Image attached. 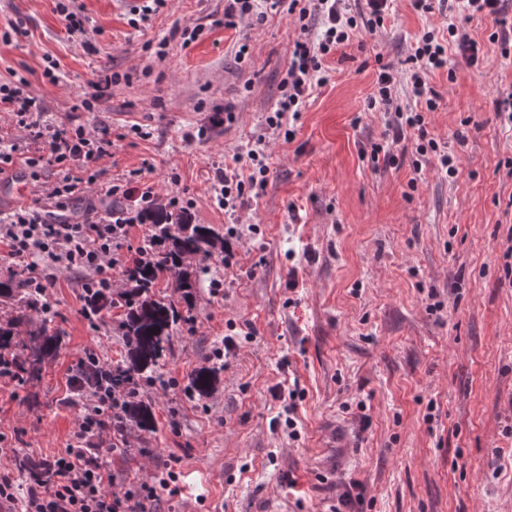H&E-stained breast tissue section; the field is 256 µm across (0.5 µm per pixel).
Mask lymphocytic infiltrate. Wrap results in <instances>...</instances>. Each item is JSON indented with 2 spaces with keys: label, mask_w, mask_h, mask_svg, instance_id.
Here are the masks:
<instances>
[{
  "label": "lymphocytic infiltrate",
  "mask_w": 512,
  "mask_h": 512,
  "mask_svg": "<svg viewBox=\"0 0 512 512\" xmlns=\"http://www.w3.org/2000/svg\"><path fill=\"white\" fill-rule=\"evenodd\" d=\"M390 11L389 0H224V25L236 27L248 18L263 22L268 13H285L306 19L320 15L321 30L315 40L295 42L291 61L280 89L281 98L266 118L267 135H278L287 113L298 112L303 99L321 85L323 62L335 49L350 42L358 29L375 31L383 27ZM457 46L467 62H475L476 41L449 25L447 38L436 30L424 32L409 56V80L419 109H406L397 102L398 81L389 66H381L368 109L383 110L385 136L400 143L409 132H416L417 155H434L445 175L455 176L457 163L447 145L429 138L425 113L436 111L439 97L429 86L430 72L442 69L448 61V49ZM29 81L21 77L0 82V112L11 115L18 131L10 140H0V174L16 159L32 167L31 205L0 213V256L20 265L26 273L28 288L46 296L60 273L77 276L82 293L103 291L111 295L116 282L114 270H128L157 248L152 238L142 245L130 243L131 232L154 206L151 186L130 188L117 182L107 186L105 194L113 203L99 210L94 201L85 200L89 186L100 183L106 170L101 162L110 156L112 139L108 131H91L81 123L60 124L47 119L40 100L29 90ZM266 137H258L247 150L244 165L216 168L212 198L226 213H234L245 198L259 195L269 172ZM55 171L54 181L42 180L39 170ZM85 200L83 219L65 218L68 206ZM136 386L115 388L101 394L83 395V412L74 432V442L54 456L49 465L56 473L52 485L30 486L24 512H156V488L139 483L124 491H114L115 477L107 451L129 447L128 430L114 431L93 422L139 396Z\"/></svg>",
  "instance_id": "f902f5d3"
}]
</instances>
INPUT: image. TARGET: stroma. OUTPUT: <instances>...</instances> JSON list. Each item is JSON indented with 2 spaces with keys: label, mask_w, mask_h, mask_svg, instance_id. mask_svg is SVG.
Returning <instances> with one entry per match:
<instances>
[{
  "label": "stroma",
  "mask_w": 512,
  "mask_h": 512,
  "mask_svg": "<svg viewBox=\"0 0 512 512\" xmlns=\"http://www.w3.org/2000/svg\"><path fill=\"white\" fill-rule=\"evenodd\" d=\"M74 5L81 36L68 34L54 0H0V33L24 29L0 41V81L26 77L63 122L91 81L123 74L98 111L80 116L120 136L110 177L150 184L161 204L193 200L195 223L241 233L233 270L216 257L198 274L195 330L161 368L177 386L143 393L156 430L111 453L116 490L170 466L179 493L160 489L162 512H331L355 486V512H512V121L496 109L512 94V56L489 40L494 19L393 0L382 28L327 56V81L289 122L291 140L268 143L264 190L230 217L212 203L213 171L265 134L301 35L295 17L227 29L224 0H170L138 29L120 0ZM450 21L482 47L476 66L454 50L427 76L440 101L426 129L456 155L457 174L446 177L432 156L414 173L412 135L391 145L396 163L363 159L383 139L385 116L367 107L380 65L404 72L419 36ZM196 25L197 41L171 40L157 56L174 27ZM49 57L53 82L43 76ZM228 103L235 122L213 127ZM49 296L64 349L39 379L0 381V435L38 461L73 439L79 409L63 400L85 349L112 365L127 353L123 308L101 324L85 319L67 274ZM227 335L239 348L216 387L186 400L191 374ZM276 385L299 393L296 437L270 426Z\"/></svg>",
  "instance_id": "stroma-1"
}]
</instances>
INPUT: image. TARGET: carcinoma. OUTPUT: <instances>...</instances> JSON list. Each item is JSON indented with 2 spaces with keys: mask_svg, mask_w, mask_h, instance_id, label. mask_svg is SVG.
<instances>
[{
  "mask_svg": "<svg viewBox=\"0 0 512 512\" xmlns=\"http://www.w3.org/2000/svg\"><path fill=\"white\" fill-rule=\"evenodd\" d=\"M152 238L161 248L156 254L128 270L125 288L119 298L125 307L121 322L122 334L129 345L128 360L122 365L102 366L94 359L86 360L79 370L82 386L109 392L123 384L137 385L161 379V362L174 345L179 323L185 321L183 312L194 307L197 279L194 262L209 260L216 249L219 236L209 224H196L190 215L173 217L158 207L145 217ZM177 288L168 291L169 282ZM84 310L89 318L104 320L101 310L112 306L99 294L83 297ZM0 304L11 306V316L0 322V361L18 377L34 380L41 376L43 363L57 355L65 346V336L48 326V319L34 323L37 307L28 289L25 275L14 271L0 279ZM27 327L28 339H17L19 327ZM217 382V368H201L190 379L189 388L207 394ZM122 422L148 434L155 431L151 406L132 400L121 411ZM19 470L36 484L48 486L55 474L41 462L23 457Z\"/></svg>",
  "mask_w": 512,
  "mask_h": 512,
  "instance_id": "1",
  "label": "carcinoma"
}]
</instances>
